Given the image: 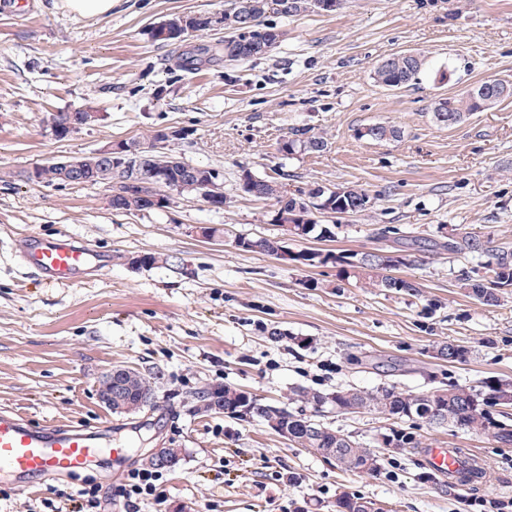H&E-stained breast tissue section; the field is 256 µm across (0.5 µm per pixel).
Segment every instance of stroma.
<instances>
[{
    "label": "stroma",
    "instance_id": "1",
    "mask_svg": "<svg viewBox=\"0 0 512 512\" xmlns=\"http://www.w3.org/2000/svg\"><path fill=\"white\" fill-rule=\"evenodd\" d=\"M229 0H114L110 14L81 18L63 0H0V409L39 425L93 426L103 374L123 365L157 373L155 406L116 416L114 442L128 448L104 473L51 479L0 499V512H70L87 483L114 493L101 512H125L117 490L153 448L181 449L157 497L139 512H331L340 492L386 512H488L512 498V447L418 422L423 443L469 450L486 481L461 487L427 476L419 449H382L375 474L345 473L290 445L256 420L195 409V391L230 385L279 403L290 388L374 389L391 382L419 392L490 377L512 380V300L487 306L461 275L482 272V253L451 255L435 240L462 228L512 248V99L460 125L435 123L438 98L494 80L512 81V0H344L332 12L266 14L283 37L264 57L214 59L186 72L172 55L215 48L220 30L159 42L151 27L174 14L218 12ZM426 60L419 84L388 90L372 70L399 52ZM90 106L102 118L56 138L50 114ZM390 123L395 140L358 138ZM326 131L318 154L283 157L290 129ZM149 128H184L175 151L224 171V206L181 194L166 211L118 213L102 185L47 187L20 171L89 154ZM283 170L289 192L356 185L372 199L363 215H318L336 227L310 248L362 253L381 229L419 241L399 277L416 293H390L338 278L332 266L297 267L235 246L232 234L275 236L272 201L243 193L241 170ZM209 226L229 237L203 238ZM67 234L112 255L109 269L72 284L45 283L20 260L26 233ZM173 256L140 266L132 257ZM316 287H307V280ZM278 337H271V330ZM468 347L459 363L440 345ZM333 427L375 445L389 420L374 412L330 415Z\"/></svg>",
    "mask_w": 512,
    "mask_h": 512
}]
</instances>
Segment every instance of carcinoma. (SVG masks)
<instances>
[{"instance_id":"cac0c4a2","label":"carcinoma","mask_w":512,"mask_h":512,"mask_svg":"<svg viewBox=\"0 0 512 512\" xmlns=\"http://www.w3.org/2000/svg\"><path fill=\"white\" fill-rule=\"evenodd\" d=\"M278 0H236L233 9L222 15L220 25L224 27V60L244 61L262 56V52L245 54L241 51L242 43L250 41L260 44L267 36L280 40L281 33L274 27L261 24V19L268 11L276 10ZM250 9L254 20L253 30L244 31L240 27L241 15ZM207 49L201 47L198 52L182 53L171 59V65L182 71H190L202 62V55ZM424 66V58L407 54H393L380 61L373 70V80L387 89H401L416 84ZM480 111V105L467 92L442 97L435 102L433 119L439 113L451 115L455 126L473 113ZM402 131L392 124H376L365 128V132H357L359 138L369 140L397 139ZM141 149L146 164L173 185L194 174L205 183L213 202L224 197V178L213 176L214 168L193 163L174 151L176 140L158 144L157 130L153 129L143 136V140L133 141ZM328 147V139L323 133H313L308 128L294 129L291 136L282 140L278 151L285 155L296 153L316 154ZM85 173L81 177L62 179L56 176L54 169L42 172L43 180L48 185H87L92 177L108 168L110 160L91 153L84 157ZM279 177H259L250 171H242L239 176L241 190L259 199L274 201L277 214L275 223L281 227L282 237H266L262 235H239L243 250L268 256L276 255L283 246V238L292 237L300 240H329L335 237L334 224H320L315 213L331 212L334 214H361L371 207V199L366 190L355 186L340 185L329 188H318L305 196L288 194L282 179ZM112 209L117 212L149 211L151 206L138 197L116 196L112 198ZM440 247L450 255L479 252L484 244L477 235L470 233H451ZM402 257L401 250L383 245L366 259H353L359 263L353 270L346 269L337 261L336 253L329 250L304 248L298 251L294 261L304 267H320L332 264L339 268V274L350 277L352 274L362 275L373 284L394 293L416 290L414 283L392 274L398 268L396 259ZM486 275L459 278V288L468 296L487 306L500 305L512 288V251L509 249L493 250L488 254L485 266ZM467 347L448 343L440 350V356L450 363L467 357ZM159 377L156 374L138 373L137 383L127 391L126 405L132 410L141 408L140 392L145 391L156 396ZM224 397V413L233 414L241 410L252 418H259L278 435L288 434V441L297 448H305L316 454L330 448L336 449V467L346 472L364 469L374 473L378 467H371L368 462L378 458L377 448L368 447L352 436L332 427L330 424L317 420L308 411L319 412L324 409L336 414H353L362 411H375L394 421L396 426L382 435L378 448H420L422 442L413 433L399 427L407 421L419 420L428 425L442 426L466 430L492 440L503 447H512V417L502 411V407H512V381L503 379H487L478 385L450 384L425 392L405 390L392 383L373 391H364L354 387L339 388L328 394L304 387H294L289 391L287 402L272 405L261 400H248L242 390L224 385L219 387Z\"/></svg>"}]
</instances>
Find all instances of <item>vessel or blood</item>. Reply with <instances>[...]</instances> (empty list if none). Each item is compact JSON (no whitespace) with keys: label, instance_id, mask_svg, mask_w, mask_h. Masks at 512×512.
<instances>
[{"label":"vessel or blood","instance_id":"1","mask_svg":"<svg viewBox=\"0 0 512 512\" xmlns=\"http://www.w3.org/2000/svg\"><path fill=\"white\" fill-rule=\"evenodd\" d=\"M21 253L30 269L56 284L74 282L109 263L107 255L65 234L45 237L28 233ZM113 451L111 419H102L94 427L63 422L36 426L18 412L0 411V472L13 478L18 491L29 492L43 480L90 470L101 455ZM424 459L437 475L468 483L466 467L454 449L428 448Z\"/></svg>","mask_w":512,"mask_h":512}]
</instances>
